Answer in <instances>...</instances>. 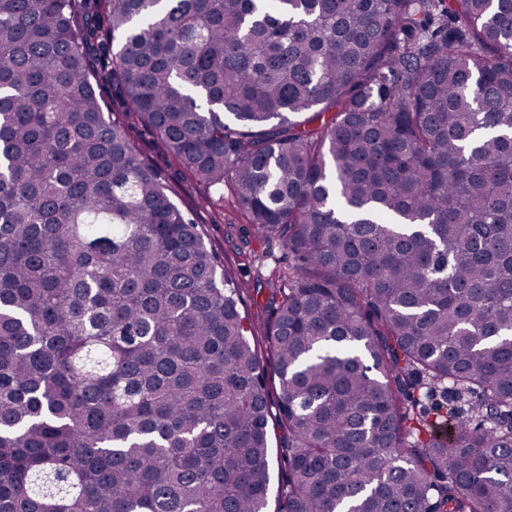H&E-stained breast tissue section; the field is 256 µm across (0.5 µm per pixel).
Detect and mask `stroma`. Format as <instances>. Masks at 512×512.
Here are the masks:
<instances>
[{
  "label": "stroma",
  "instance_id": "obj_1",
  "mask_svg": "<svg viewBox=\"0 0 512 512\" xmlns=\"http://www.w3.org/2000/svg\"><path fill=\"white\" fill-rule=\"evenodd\" d=\"M132 137L144 162L166 176L175 203L199 224L207 245L219 255L226 274L240 283L241 310L252 322L251 343L261 365L270 367L272 361L266 341L268 283L287 270V248L277 239L248 234L246 212L231 188L219 191L179 171L155 136L136 130Z\"/></svg>",
  "mask_w": 512,
  "mask_h": 512
}]
</instances>
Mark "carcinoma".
Masks as SVG:
<instances>
[{
    "label": "carcinoma",
    "instance_id": "1",
    "mask_svg": "<svg viewBox=\"0 0 512 512\" xmlns=\"http://www.w3.org/2000/svg\"><path fill=\"white\" fill-rule=\"evenodd\" d=\"M135 126L288 248L279 512H512V0H0V512L266 508L249 319Z\"/></svg>",
    "mask_w": 512,
    "mask_h": 512
}]
</instances>
